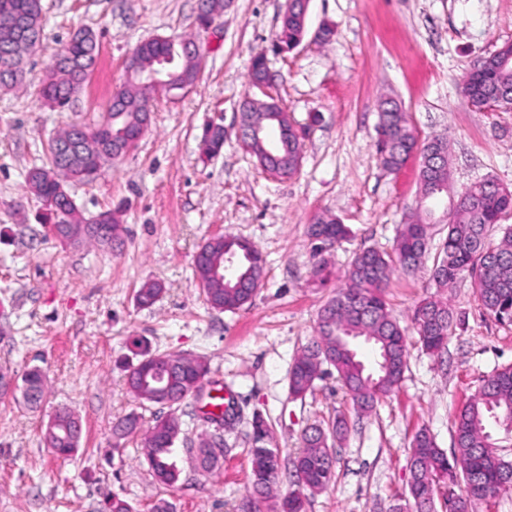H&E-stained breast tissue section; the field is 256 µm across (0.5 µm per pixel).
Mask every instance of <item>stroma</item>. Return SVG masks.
I'll list each match as a JSON object with an SVG mask.
<instances>
[{
  "label": "stroma",
  "instance_id": "35a3bbf8",
  "mask_svg": "<svg viewBox=\"0 0 512 512\" xmlns=\"http://www.w3.org/2000/svg\"><path fill=\"white\" fill-rule=\"evenodd\" d=\"M42 4L43 43L27 62L26 82L0 90V371L19 378L40 367L48 389L35 410L0 398V512H105L112 495L135 512H150L161 498L174 512H232L247 486L254 414L287 459L308 426L347 411L335 377L295 399L288 371L332 293L310 280L306 230L314 214L328 211L350 230L330 255L340 276L360 249H391L416 205L417 161L390 172L376 154L380 96L402 103L419 138H447L454 190L487 177L512 187V110L478 111L460 95L474 62L512 41V0H310L308 35L280 55L269 47L286 0H229L206 29L198 0ZM323 23L335 30L326 44L312 37ZM81 27L99 34L96 66L72 107L50 109L38 84ZM158 35L195 40L197 82L158 94L135 148L104 163L94 181L70 188L86 216L122 209L123 244L113 251L61 246L27 190V172L59 128L101 120L132 48ZM262 52L276 75L271 95L308 129L301 167L288 178L263 171L236 135L251 60ZM210 120L226 137L221 154L205 162L198 144ZM221 234L249 240L264 259L252 304L234 313L212 310L193 274L199 246ZM445 235L444 225H434L421 269L391 279L389 301L401 326L435 292L431 268ZM149 281L164 291L142 308L136 293ZM446 297L459 320L446 351L434 358L410 345L400 390L372 413L350 414V431L335 446L336 479L311 496L308 512H389L411 479L414 434L428 428L452 451L459 408L484 377L512 364V325L484 314L471 281ZM136 338L158 352L206 357L210 381L232 396L239 420L224 434L231 452L217 473H194L178 450L185 480L166 489L152 479L139 437L114 442L117 419L138 410L148 426L167 413L160 405L141 408L126 390ZM61 405L83 425L68 459L42 440Z\"/></svg>",
  "mask_w": 512,
  "mask_h": 512
}]
</instances>
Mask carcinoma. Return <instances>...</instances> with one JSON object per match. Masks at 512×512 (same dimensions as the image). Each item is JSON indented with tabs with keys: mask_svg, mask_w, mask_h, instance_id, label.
Segmentation results:
<instances>
[{
	"mask_svg": "<svg viewBox=\"0 0 512 512\" xmlns=\"http://www.w3.org/2000/svg\"><path fill=\"white\" fill-rule=\"evenodd\" d=\"M310 0H292L281 17L275 42L282 50L298 46L307 30ZM43 36L41 0H0V89L7 91L25 76L24 55L35 50ZM99 40L91 29L75 32L55 55L54 63L41 80L38 93L50 108L69 107L82 91L88 69L98 58ZM135 61L126 71L123 85L114 92L108 111L112 112V138L99 126L85 128L84 137L64 160L48 150L47 163L31 168L27 187L42 204L50 223L61 226L66 244H91L114 249L121 244L118 233L119 211H109L111 223L102 234L87 231L89 218L77 206L70 184L86 181V166L113 159L112 140L144 134L143 124L151 112L157 89L150 75L162 72L178 87L192 86L199 78L198 53L194 41L157 36L139 43ZM500 88L512 89V46L503 44L474 64L462 83L466 104ZM247 124L261 129L251 138L242 134V145L264 171L288 177L302 162L303 137L295 134L291 116L274 99L256 98L243 103ZM377 151L386 170L396 172L413 155L420 156L418 182L425 200L451 191L448 152L441 137L419 142L409 124L408 113L397 102H381L376 127ZM203 130L200 151L206 158L218 156L224 148V129L207 138ZM448 221L434 220L431 212L416 208L401 224L392 250L366 247L355 253L342 285L321 307L316 336L294 358L288 374L289 394L303 399L313 392L325 375L336 373L346 400L356 414L374 410L376 405L398 390L407 369V329L392 315L386 289L394 270L415 273L422 264L429 242L430 224L446 223L447 234L439 259L431 271L437 292L423 299L412 311L410 322L420 348L432 356L448 345L455 318L442 293L470 278L480 307L495 321H512V224L503 223L512 213V189L493 178H485L453 194ZM314 242L311 278L323 286L331 275L326 253L347 238L349 229L337 218L320 214L308 225ZM196 280L211 308L236 312L251 304L264 276L263 259L248 241L219 235L208 239L193 259ZM163 291L158 282L144 284L136 294L141 307L153 305ZM364 343L375 351V361L367 366L358 356ZM136 363L126 369V386L142 407L161 405L170 413L142 429V417L132 412L112 426L118 440L140 436V447L154 481L173 489L181 482L182 470L171 461L177 443H182L193 471L212 474L224 457L211 448L224 435L205 431L189 439L177 411L190 396L204 392L210 367L201 356L159 353L140 341ZM47 388V377L38 367L28 370L14 391L30 409L40 405ZM74 412L67 406L55 409L42 429L47 447L61 458L73 456L79 441L67 434ZM512 431V364L485 377L455 419V448L449 456L439 448L434 436L421 429L411 443V481L405 505L392 512H436V499L442 498L447 512H473L477 503L487 505L500 494L512 490V460L498 453L494 429ZM349 430L345 416L339 415L331 428L314 425L302 436L299 452L290 459L294 489H279L282 460L277 448H251L249 488L237 500L233 512L242 510L249 499L255 512L272 504L271 512H306L309 496L326 489L336 475V451L329 439H345Z\"/></svg>",
	"mask_w": 512,
	"mask_h": 512,
	"instance_id": "cac0c4a2",
	"label": "carcinoma"
}]
</instances>
